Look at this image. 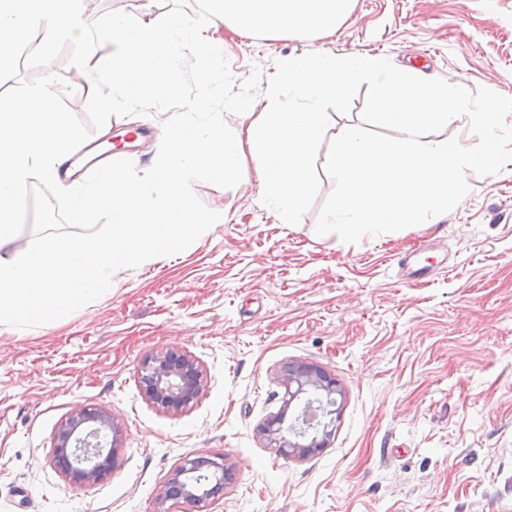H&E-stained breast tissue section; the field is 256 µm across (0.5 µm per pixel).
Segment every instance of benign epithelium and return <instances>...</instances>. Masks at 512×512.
Here are the masks:
<instances>
[{
	"instance_id": "7a95c632",
	"label": "benign epithelium",
	"mask_w": 512,
	"mask_h": 512,
	"mask_svg": "<svg viewBox=\"0 0 512 512\" xmlns=\"http://www.w3.org/2000/svg\"><path fill=\"white\" fill-rule=\"evenodd\" d=\"M140 385L150 402L167 412L188 408L203 390L204 375L198 362L187 354L168 349L146 357L139 368ZM285 388L283 412L269 419L260 429L269 447L288 456L307 458L327 447L331 432L305 441L320 425V417L334 411L336 380L311 364L290 365L283 376ZM309 396L289 428L283 426L285 411L291 404ZM120 428L114 418L102 410H82L70 415L58 429L52 463L76 484H92L108 475L117 465ZM231 465L222 456L186 458L157 490L158 512H170L165 504L181 506V512H202L210 501L223 495L230 479Z\"/></svg>"
}]
</instances>
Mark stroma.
Returning <instances> with one entry per match:
<instances>
[{"mask_svg": "<svg viewBox=\"0 0 512 512\" xmlns=\"http://www.w3.org/2000/svg\"><path fill=\"white\" fill-rule=\"evenodd\" d=\"M235 80L280 56L378 53L425 78L512 97V0H356L332 35L242 37L220 27ZM162 114L116 116L90 138L151 127L128 152L155 161ZM446 217L348 244L315 232L320 208L283 223L261 202L252 162L232 188L196 183L224 210L183 252L117 271L95 301L19 334L0 325V512H156L159 486L193 455L234 469L204 512H512V176L469 175ZM425 249L439 270L405 283L397 262ZM178 348L205 386L158 409L141 361ZM334 378L329 445L306 459L269 448L282 371ZM99 408L121 427L117 467L95 484L54 468L57 429Z\"/></svg>", "mask_w": 512, "mask_h": 512, "instance_id": "35a3bbf8", "label": "stroma"}]
</instances>
